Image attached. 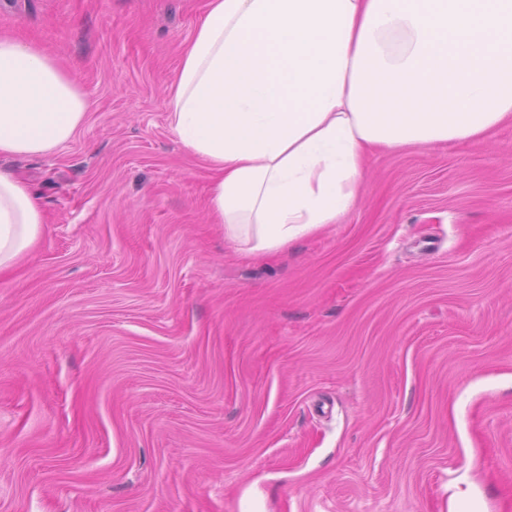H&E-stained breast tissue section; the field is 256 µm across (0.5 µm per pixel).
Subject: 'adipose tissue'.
<instances>
[{
	"label": "adipose tissue",
	"instance_id": "ef3b65f1",
	"mask_svg": "<svg viewBox=\"0 0 512 512\" xmlns=\"http://www.w3.org/2000/svg\"><path fill=\"white\" fill-rule=\"evenodd\" d=\"M165 106L225 239L278 251L354 210L373 156L512 125V0H207ZM88 108L39 44L0 36V156L51 154ZM45 222L0 168V272Z\"/></svg>",
	"mask_w": 512,
	"mask_h": 512
}]
</instances>
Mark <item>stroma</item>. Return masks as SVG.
<instances>
[{
    "label": "stroma",
    "instance_id": "stroma-1",
    "mask_svg": "<svg viewBox=\"0 0 512 512\" xmlns=\"http://www.w3.org/2000/svg\"><path fill=\"white\" fill-rule=\"evenodd\" d=\"M205 6L0 0L89 100L0 159L47 216L0 274V512H512V127L246 254L165 107Z\"/></svg>",
    "mask_w": 512,
    "mask_h": 512
}]
</instances>
